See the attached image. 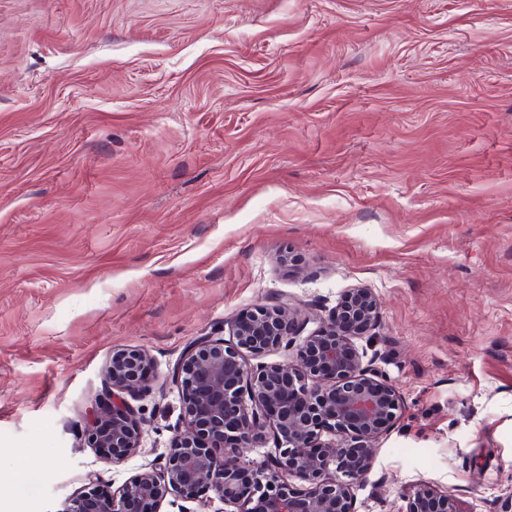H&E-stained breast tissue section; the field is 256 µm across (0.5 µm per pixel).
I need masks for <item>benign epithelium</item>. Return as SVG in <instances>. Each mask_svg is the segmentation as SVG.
<instances>
[{
  "label": "benign epithelium",
  "instance_id": "7a95c632",
  "mask_svg": "<svg viewBox=\"0 0 512 512\" xmlns=\"http://www.w3.org/2000/svg\"><path fill=\"white\" fill-rule=\"evenodd\" d=\"M378 319L376 295L356 287L306 336V320L281 295L235 317L232 339L217 330L199 337L174 370L187 429L115 490L87 475L64 512H161L169 494L194 502L204 491L223 501L225 512H355L354 488L402 412L397 389L363 364L354 344ZM282 349L296 362L250 363ZM150 364L146 352L120 349L105 370L109 393L92 410L90 438L114 465L140 452L128 397L143 389ZM268 432L277 440L274 455L244 466L243 450L263 443ZM404 512L460 510L454 495L420 483Z\"/></svg>",
  "mask_w": 512,
  "mask_h": 512
}]
</instances>
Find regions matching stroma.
Here are the masks:
<instances>
[{"label":"stroma","mask_w":512,"mask_h":512,"mask_svg":"<svg viewBox=\"0 0 512 512\" xmlns=\"http://www.w3.org/2000/svg\"><path fill=\"white\" fill-rule=\"evenodd\" d=\"M363 286L400 392L356 512L512 486V0H0V512L121 486L186 422L198 337ZM153 367L141 451L87 416ZM40 473L19 496L14 465ZM150 364L151 358L145 351L120 349L113 352L105 370L104 380L109 393L104 406L92 410L90 438L95 448L106 450L105 457L113 465L140 452L141 431L134 422L135 409L127 396L143 389Z\"/></svg>","instance_id":"obj_1"}]
</instances>
